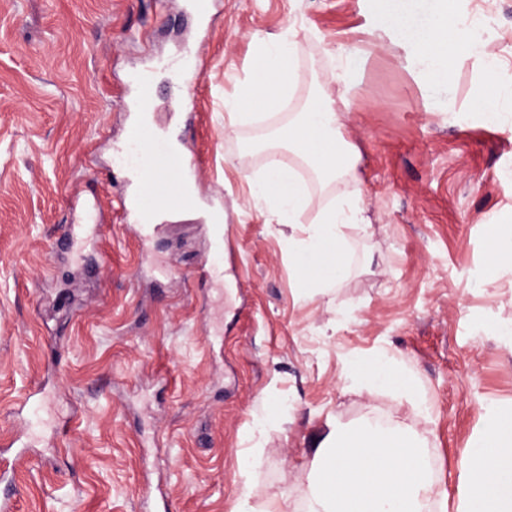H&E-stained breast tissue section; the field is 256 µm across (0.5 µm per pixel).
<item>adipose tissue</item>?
Masks as SVG:
<instances>
[{
    "instance_id": "1",
    "label": "adipose tissue",
    "mask_w": 512,
    "mask_h": 512,
    "mask_svg": "<svg viewBox=\"0 0 512 512\" xmlns=\"http://www.w3.org/2000/svg\"><path fill=\"white\" fill-rule=\"evenodd\" d=\"M392 27L410 41L415 62L428 81L447 86L458 52L484 64L490 90L512 87V69L501 66L485 42L452 8L440 6L421 21L395 15ZM293 50L287 43L265 45L238 93L225 108L251 121L278 111L291 89ZM344 96L322 93L308 112L277 129L271 145L291 146L319 182L330 184L352 175L353 145L343 121ZM255 202L264 204L272 220L298 224L308 200L307 184L296 168L269 156L252 185ZM357 197H339L307 225L301 246V272L315 288L341 283L350 273L342 228L364 223ZM344 378L369 393L413 395V374L391 357L350 361ZM466 492L461 512H512V409L496 411L486 429L474 436L464 464ZM446 494L430 478L417 432L405 423L380 427L364 422L352 429L332 428L314 454L306 512H430Z\"/></svg>"
}]
</instances>
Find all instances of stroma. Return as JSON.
<instances>
[{"mask_svg":"<svg viewBox=\"0 0 512 512\" xmlns=\"http://www.w3.org/2000/svg\"><path fill=\"white\" fill-rule=\"evenodd\" d=\"M494 4L484 41L512 62V0ZM437 7L222 0L203 48L183 52L179 0H0V466L15 512H236L246 478L260 512H277L304 501L332 426L375 417L415 428L458 512L470 439L512 407V279L491 274L488 252L512 225V89L478 108L485 72L464 54L447 88L428 83L388 20ZM287 35V108L238 123L225 97ZM174 55L202 72L192 120L158 63ZM345 58L357 171L306 182L312 209L356 194L368 221L345 230L349 279L304 298L288 248L304 233L265 223L250 179L266 124L335 92ZM128 84L147 85L153 123L200 158L197 193L222 200L224 239L204 211L173 213L143 257L115 220L100 268H83L65 243L74 204L107 211L131 187L117 160L130 119L115 106ZM384 352L416 375V397L342 380L351 358Z\"/></svg>","mask_w":512,"mask_h":512,"instance_id":"obj_1","label":"stroma"}]
</instances>
